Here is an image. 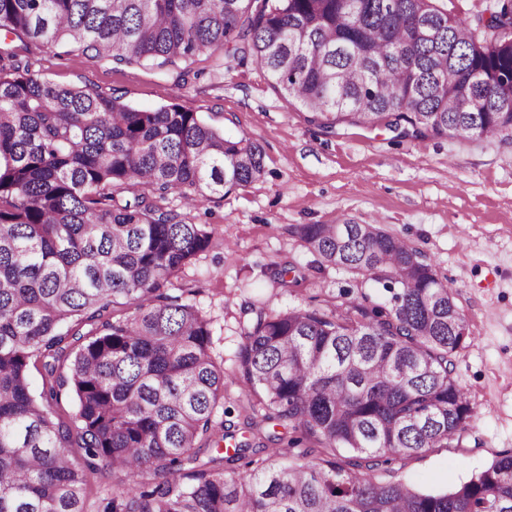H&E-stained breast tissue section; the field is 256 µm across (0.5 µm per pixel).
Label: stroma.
<instances>
[{"label":"stroma","mask_w":512,"mask_h":512,"mask_svg":"<svg viewBox=\"0 0 512 512\" xmlns=\"http://www.w3.org/2000/svg\"><path fill=\"white\" fill-rule=\"evenodd\" d=\"M57 84L121 96L137 108L176 103L225 136L249 138L264 153L265 175L185 208L186 220L211 225L213 239L165 287L210 320L211 352L227 377L224 407L233 422L249 415L234 378L242 325L253 311L331 309L343 299L385 301L374 282L321 265L295 228L300 224L377 221L426 254L452 283L470 340L456 356L455 379L474 407L478 448H438L391 465L394 479L446 489L512 452V133L492 139L402 137L385 128L342 126L326 133L299 104L287 102L253 62L226 60L187 85L142 66L112 69L39 43L22 54ZM295 268L285 286L273 272Z\"/></svg>","instance_id":"stroma-1"}]
</instances>
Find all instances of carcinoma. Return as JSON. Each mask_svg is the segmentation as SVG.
Wrapping results in <instances>:
<instances>
[{"instance_id": "cac0c4a2", "label": "carcinoma", "mask_w": 512, "mask_h": 512, "mask_svg": "<svg viewBox=\"0 0 512 512\" xmlns=\"http://www.w3.org/2000/svg\"><path fill=\"white\" fill-rule=\"evenodd\" d=\"M418 16L430 36L413 37ZM478 23L481 39L434 0H0V512H86L105 470L127 480L103 512H512V452L448 490L382 475L460 447L474 410L454 377L470 339L454 289L376 224L296 227L389 298L258 311L234 376L295 436L270 454L235 440L210 323L164 292L212 230L160 201L260 180V146L18 60L39 42L186 85L250 58L328 133L488 139L512 129V7ZM468 80L478 112L455 94Z\"/></svg>"}]
</instances>
